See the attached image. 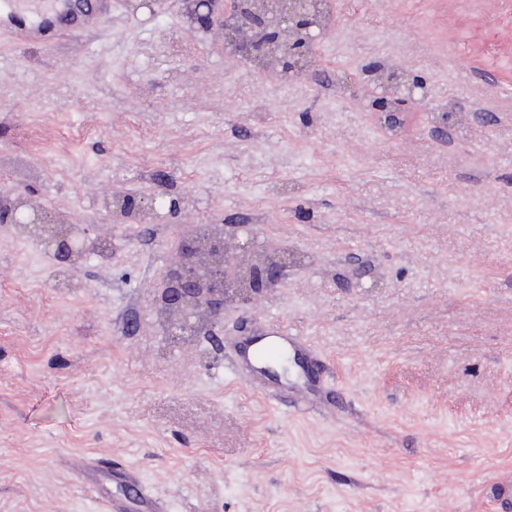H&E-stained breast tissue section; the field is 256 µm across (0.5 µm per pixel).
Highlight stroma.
I'll list each match as a JSON object with an SVG mask.
<instances>
[{"instance_id": "1", "label": "stroma", "mask_w": 512, "mask_h": 512, "mask_svg": "<svg viewBox=\"0 0 512 512\" xmlns=\"http://www.w3.org/2000/svg\"><path fill=\"white\" fill-rule=\"evenodd\" d=\"M307 76L275 81L191 25L91 0L80 31L0 22V198L112 239L64 284L0 222V512H512V0H335ZM424 80L397 135L337 94ZM463 113L446 137L432 118ZM179 199L112 222L101 188ZM189 224H245L300 263L213 334L168 346L153 306ZM319 362L233 375L277 324ZM102 462L80 480V459ZM121 478L133 490L135 499L146 512L165 511V505L161 501L149 497L150 495L140 488L138 476L134 472L122 471Z\"/></svg>"}]
</instances>
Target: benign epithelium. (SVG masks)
Wrapping results in <instances>:
<instances>
[{"mask_svg":"<svg viewBox=\"0 0 512 512\" xmlns=\"http://www.w3.org/2000/svg\"><path fill=\"white\" fill-rule=\"evenodd\" d=\"M217 0H187V14L191 22L212 21ZM288 27L295 39L280 66L305 75L311 64L310 54L325 34V28L316 25L311 12V0H276V16H270L259 0L244 8L241 0H224L220 32L224 52L243 61H255L274 56ZM404 85L410 97L394 99L388 87ZM422 82L402 70L386 72V82L373 90L370 112L385 115L391 128L400 126L402 112L419 103L417 92ZM41 223L47 216L31 208H14L7 213L13 224H28L31 215ZM240 226L232 232L224 226L212 228L208 224L190 225L178 238L175 249L179 254L176 264L161 276V285L154 300L158 313L165 314V337L174 344L190 341L193 337L212 330L224 315V305L248 306L255 297L283 280L288 267L297 264L295 254L286 249L259 245L251 236H239ZM45 244L54 262L62 268L75 266L95 246L79 226L60 224L49 237L39 238Z\"/></svg>","mask_w":512,"mask_h":512,"instance_id":"obj_1","label":"benign epithelium"}]
</instances>
